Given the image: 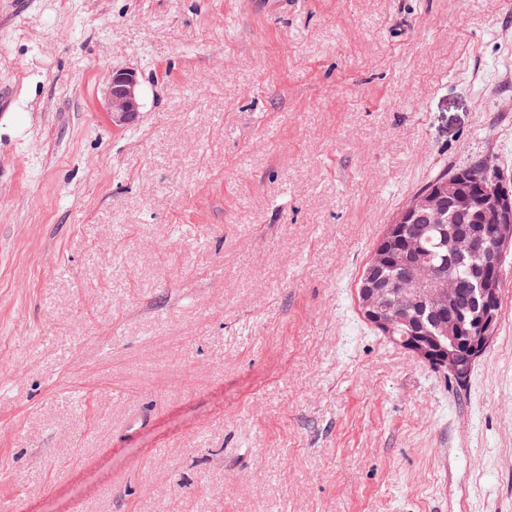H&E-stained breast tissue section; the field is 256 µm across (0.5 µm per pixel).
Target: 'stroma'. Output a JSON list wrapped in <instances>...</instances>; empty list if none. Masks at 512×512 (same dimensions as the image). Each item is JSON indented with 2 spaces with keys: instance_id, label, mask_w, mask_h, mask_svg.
Here are the masks:
<instances>
[{
  "instance_id": "stroma-1",
  "label": "stroma",
  "mask_w": 512,
  "mask_h": 512,
  "mask_svg": "<svg viewBox=\"0 0 512 512\" xmlns=\"http://www.w3.org/2000/svg\"><path fill=\"white\" fill-rule=\"evenodd\" d=\"M294 2L0 0V512H512V330L460 386L356 304L512 179V0ZM288 5V0H247L244 8L252 17L269 18L288 14ZM139 81L134 71L112 70L107 77L106 110L116 126L132 123L142 109Z\"/></svg>"
}]
</instances>
